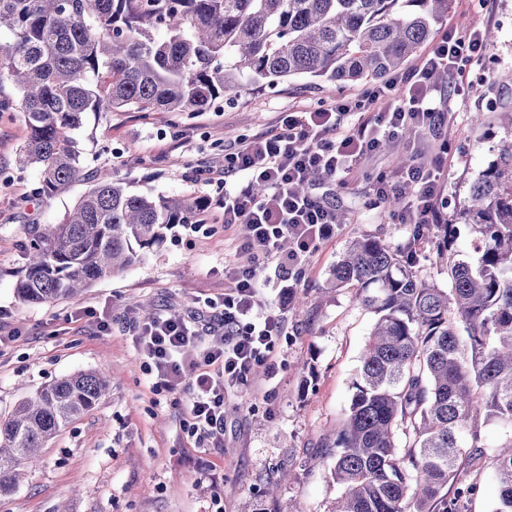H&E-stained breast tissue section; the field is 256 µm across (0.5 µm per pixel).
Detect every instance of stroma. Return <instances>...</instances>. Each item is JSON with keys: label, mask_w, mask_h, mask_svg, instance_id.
Masks as SVG:
<instances>
[{"label": "stroma", "mask_w": 512, "mask_h": 512, "mask_svg": "<svg viewBox=\"0 0 512 512\" xmlns=\"http://www.w3.org/2000/svg\"><path fill=\"white\" fill-rule=\"evenodd\" d=\"M491 30L492 43L462 75L438 86L448 120L442 130H417L400 148L416 162H430L448 146L440 221L453 223L469 188L512 138V0H452L437 33ZM371 85L346 83L327 90L310 78L278 87L248 86L207 112L87 113L80 137L84 179L54 195H38V172L18 154L28 129L22 113L0 112V307L8 318L0 332L19 338L0 346V418L57 378L99 370L111 382L107 395L43 448L28 479L0 495V512H330L343 489L322 452L347 416L352 382L375 323L350 288H336L332 271L349 243L375 237L394 248L413 247L420 278L444 288L448 277L436 247V229L412 239L402 209L376 194L383 178L399 186L402 168L393 154L367 156L345 178L310 187L346 222L336 236L298 266L300 285L288 328L278 347L275 379L255 374L251 385L224 400V444L198 448L179 427L186 391L152 390L129 325L141 306L185 315L196 302L219 298L225 268L239 262L236 244L244 226L225 234L208 220L199 230L170 225L158 246L122 273L93 283L73 300L24 304L14 284L25 266L26 227L60 223L88 189V174L111 170L151 195L217 199L223 190L207 182L224 149L241 136L270 131L280 112L364 97ZM94 308L97 318L82 316ZM287 473L278 504L266 495L268 477ZM478 492L467 512H495L497 482L491 456L458 476Z\"/></svg>", "instance_id": "obj_1"}]
</instances>
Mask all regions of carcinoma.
I'll return each instance as SVG.
<instances>
[{"label": "carcinoma", "mask_w": 512, "mask_h": 512, "mask_svg": "<svg viewBox=\"0 0 512 512\" xmlns=\"http://www.w3.org/2000/svg\"><path fill=\"white\" fill-rule=\"evenodd\" d=\"M452 0H0V86L28 136L20 164L35 193L82 175L88 112H205L248 84L292 77L332 85L386 80L429 41ZM202 197L147 195L98 170L59 224L29 229L15 285L23 304L75 299L135 264ZM458 219L475 261L457 257L455 224H439L449 290L421 279L412 247L352 241L336 287L377 316L343 428L325 453L343 487L331 512H464L476 485L442 495L486 453L482 425L512 428V140L471 184ZM109 387L96 370L63 376L0 418V494L33 467L61 429ZM496 512H512V432L494 455Z\"/></svg>", "instance_id": "cac0c4a2"}]
</instances>
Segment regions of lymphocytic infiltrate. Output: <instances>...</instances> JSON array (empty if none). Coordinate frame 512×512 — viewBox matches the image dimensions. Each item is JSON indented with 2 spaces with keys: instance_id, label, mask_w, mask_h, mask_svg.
<instances>
[{
  "instance_id": "lymphocytic-infiltrate-1",
  "label": "lymphocytic infiltrate",
  "mask_w": 512,
  "mask_h": 512,
  "mask_svg": "<svg viewBox=\"0 0 512 512\" xmlns=\"http://www.w3.org/2000/svg\"><path fill=\"white\" fill-rule=\"evenodd\" d=\"M484 40L480 32L465 35L448 30L409 74L390 78L371 89L369 102L393 91L401 101L388 112L361 111L353 126L344 121L353 109L346 100L282 113L277 125L261 135L236 140L224 154V170L217 182L224 194L215 202L225 229L247 225V238L239 245V266L226 273L229 286L221 301H208L211 327L223 330L220 346L207 345L195 321L161 314L144 323L137 344L147 373L156 375L168 392L182 384V367L191 365L184 433L199 448L219 447L224 435V397L228 390L249 385L255 367L273 368L278 342L287 333L284 315L299 281L294 269L300 257L335 235L336 211L328 203L301 192L310 170L327 176L348 174L364 157L376 152L382 141L404 127L434 128L444 119V101L438 98L431 76L439 70L455 74L480 58ZM446 157L407 168L405 177L414 187L408 218L414 224L437 220L436 202L443 190ZM265 192L256 195L255 184ZM290 237L292 248L282 251L280 241ZM279 272L277 297L280 313L269 312L258 288L268 266Z\"/></svg>"
}]
</instances>
